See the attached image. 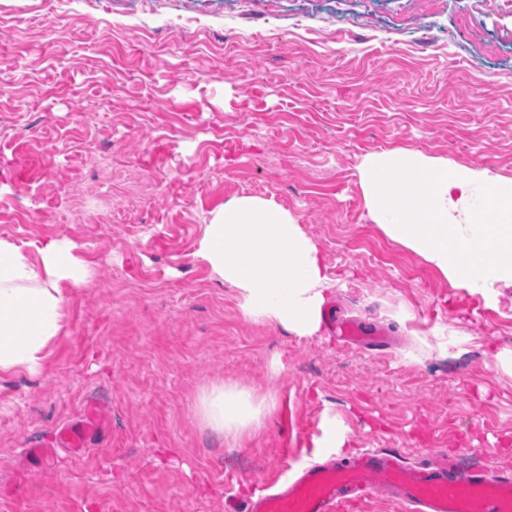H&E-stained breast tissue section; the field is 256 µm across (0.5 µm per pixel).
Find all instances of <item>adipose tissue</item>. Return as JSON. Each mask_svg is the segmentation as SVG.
Masks as SVG:
<instances>
[{"mask_svg":"<svg viewBox=\"0 0 512 512\" xmlns=\"http://www.w3.org/2000/svg\"><path fill=\"white\" fill-rule=\"evenodd\" d=\"M198 256L235 286L244 313L300 336L321 329L331 286L319 249L273 201L241 197L213 213ZM87 266L65 238L23 243L0 237V374L40 372L49 344L67 327V291L89 284ZM208 426L229 431L257 411L241 395L215 387L202 397Z\"/></svg>","mask_w":512,"mask_h":512,"instance_id":"adipose-tissue-1","label":"adipose tissue"}]
</instances>
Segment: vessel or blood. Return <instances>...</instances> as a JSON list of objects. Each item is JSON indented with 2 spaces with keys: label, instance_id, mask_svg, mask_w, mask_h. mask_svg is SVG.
<instances>
[{
  "label": "vessel or blood",
  "instance_id": "b4317fda",
  "mask_svg": "<svg viewBox=\"0 0 512 512\" xmlns=\"http://www.w3.org/2000/svg\"><path fill=\"white\" fill-rule=\"evenodd\" d=\"M346 343L386 348L383 327L332 317ZM101 428L97 405H88L77 421L63 425L59 447L82 454ZM403 505L406 512H512V473L494 471L486 460L463 464L438 451L408 463L396 448H379L325 462H308L274 493L245 505L244 512H349L376 496Z\"/></svg>",
  "mask_w": 512,
  "mask_h": 512
}]
</instances>
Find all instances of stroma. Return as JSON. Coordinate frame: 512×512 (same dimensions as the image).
<instances>
[{"label": "stroma", "mask_w": 512, "mask_h": 512, "mask_svg": "<svg viewBox=\"0 0 512 512\" xmlns=\"http://www.w3.org/2000/svg\"><path fill=\"white\" fill-rule=\"evenodd\" d=\"M149 2L0 0V237L67 238L92 273L43 370L0 375V512H226L336 447L512 469V287H452L362 183L394 148L512 182V0ZM240 197L295 217L327 304L394 345L246 316L196 255ZM214 385L276 407L220 434ZM91 401L86 454L23 456Z\"/></svg>", "instance_id": "35a3bbf8"}]
</instances>
